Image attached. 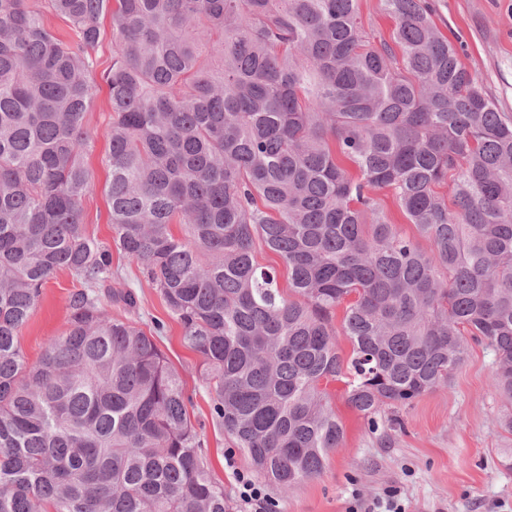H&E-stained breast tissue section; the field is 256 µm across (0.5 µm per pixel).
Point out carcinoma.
Masks as SVG:
<instances>
[{
  "mask_svg": "<svg viewBox=\"0 0 512 512\" xmlns=\"http://www.w3.org/2000/svg\"><path fill=\"white\" fill-rule=\"evenodd\" d=\"M383 2L375 45L358 0H0V512L232 510L178 372L107 312L135 293L97 291L112 255L81 221L83 121L106 13L113 241L181 324L252 471L284 490L323 473L344 429L322 382L345 379L376 432L380 407L447 384L473 341L512 406V114L425 0ZM60 270L81 289L30 363L18 336ZM256 259L261 266L276 271L281 288H288V271L277 254L259 246L256 251Z\"/></svg>",
  "mask_w": 512,
  "mask_h": 512,
  "instance_id": "carcinoma-1",
  "label": "carcinoma"
}]
</instances>
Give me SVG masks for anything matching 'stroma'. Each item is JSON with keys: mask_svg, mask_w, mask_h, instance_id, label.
I'll use <instances>...</instances> for the list:
<instances>
[{"mask_svg": "<svg viewBox=\"0 0 512 512\" xmlns=\"http://www.w3.org/2000/svg\"><path fill=\"white\" fill-rule=\"evenodd\" d=\"M433 20L457 48L462 65L476 78L498 111L512 113V0H432ZM111 121L107 89L99 87L84 118L91 141L83 162L92 172L95 190L81 202L87 234L112 246V226L104 158L106 129ZM111 288L132 289L138 299L137 321L144 328L163 323L155 337L158 347L179 372L192 403V425L207 444L212 476L224 485L231 505H238L235 470L247 464L238 448L211 415V396L202 380L201 359L182 340L156 288L120 252L112 254ZM75 277L58 272L19 335L29 362H36L48 337L67 327L69 297L78 290ZM492 351L472 345L465 363L447 385L425 394L411 406L381 408L379 431L343 398L344 382L330 383L331 406L345 429L341 448L330 453L323 474L288 492L269 489L276 512H350L382 499L393 490L407 512H512V434L502 430L504 413L492 385Z\"/></svg>", "mask_w": 512, "mask_h": 512, "instance_id": "obj_1", "label": "stroma"}]
</instances>
